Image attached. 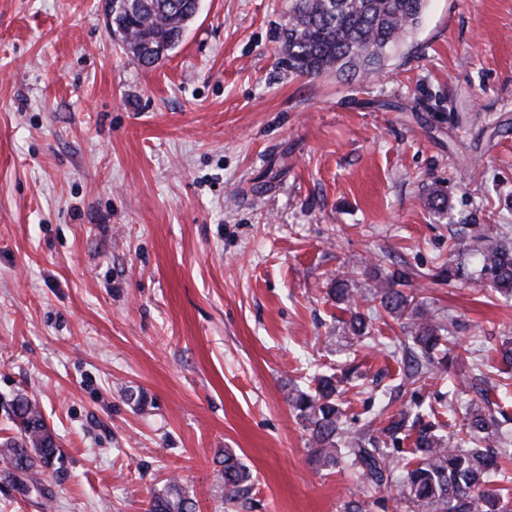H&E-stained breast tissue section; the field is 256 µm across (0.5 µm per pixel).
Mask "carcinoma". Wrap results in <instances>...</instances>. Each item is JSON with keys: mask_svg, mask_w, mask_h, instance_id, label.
I'll list each match as a JSON object with an SVG mask.
<instances>
[{"mask_svg": "<svg viewBox=\"0 0 512 512\" xmlns=\"http://www.w3.org/2000/svg\"><path fill=\"white\" fill-rule=\"evenodd\" d=\"M113 0L112 34L129 47L137 60L152 65L173 50L196 10V0ZM426 0H288V22L280 29L288 69L310 77L334 75L340 79H368L385 72L388 54L399 48L421 23ZM461 232L472 241L469 255L476 268H448V282L466 280L478 291L512 298V247L485 233L480 224H467ZM407 275L400 269L387 273L377 284L374 299L393 318L402 321L408 345L403 348L404 374L409 380L422 373L444 375L453 361L449 329L419 299L417 289H400ZM350 278L333 283L331 295L345 304L346 321L353 335L374 334L372 323L355 310ZM314 390L297 389L288 404L311 434L313 453L324 466H334L341 452L361 481L377 491L395 481V460L382 440L343 426L336 374L314 376ZM20 436L7 441L8 475L27 488L26 480L38 465L49 466L58 447L37 405L20 398L12 405ZM381 434L397 443L412 436L409 459L400 480L403 512H512L498 484L512 482L502 461L512 460L503 421L474 404L466 413L461 433L444 435L438 425L425 421L430 411L422 404L415 412L390 411L385 403ZM224 504L247 493L251 475L230 451H224ZM148 512H192L186 490L172 479L164 492L149 502Z\"/></svg>", "mask_w": 512, "mask_h": 512, "instance_id": "carcinoma-1", "label": "carcinoma"}]
</instances>
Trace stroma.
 Instances as JSON below:
<instances>
[{"mask_svg":"<svg viewBox=\"0 0 512 512\" xmlns=\"http://www.w3.org/2000/svg\"><path fill=\"white\" fill-rule=\"evenodd\" d=\"M287 12L201 0L145 66L105 0H0V444L22 396L60 449L0 512H145L172 478L219 512L228 449L252 474L233 512H342L359 483L288 405L310 369L349 414L398 384L395 406L448 405L447 379L403 385L396 319L348 332V274L367 315L407 272L512 434V301L442 274L459 225L512 226V0H428L364 82L290 72ZM350 280L349 276L339 280L336 279L333 283V288H331V295L338 302L345 304L344 310L349 312V319L346 321V324H348L353 335L361 338L372 336L374 334V331L370 330L372 323L354 308L357 305V299L354 289L349 288Z\"/></svg>","mask_w":512,"mask_h":512,"instance_id":"1","label":"stroma"}]
</instances>
